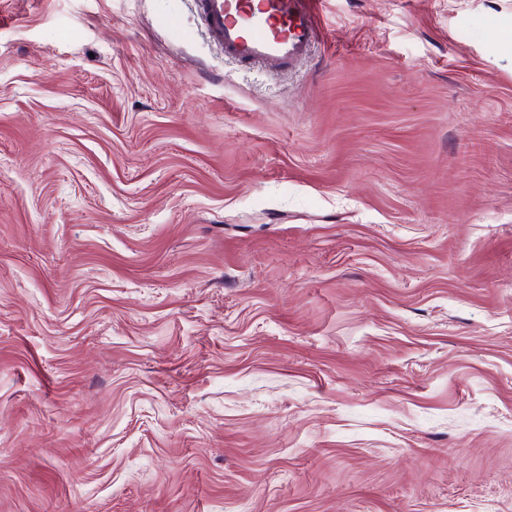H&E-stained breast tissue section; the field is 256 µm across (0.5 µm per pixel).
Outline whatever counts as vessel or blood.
<instances>
[{
	"mask_svg": "<svg viewBox=\"0 0 512 512\" xmlns=\"http://www.w3.org/2000/svg\"><path fill=\"white\" fill-rule=\"evenodd\" d=\"M319 0H199L226 55L275 71L293 68L320 38Z\"/></svg>",
	"mask_w": 512,
	"mask_h": 512,
	"instance_id": "vessel-or-blood-1",
	"label": "vessel or blood"
}]
</instances>
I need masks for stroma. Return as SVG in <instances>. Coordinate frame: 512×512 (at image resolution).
I'll return each instance as SVG.
<instances>
[{"mask_svg":"<svg viewBox=\"0 0 512 512\" xmlns=\"http://www.w3.org/2000/svg\"><path fill=\"white\" fill-rule=\"evenodd\" d=\"M0 0V512H512V0ZM257 1V2H256ZM319 0H199L205 25L240 61L286 71L305 59L320 38Z\"/></svg>","mask_w":512,"mask_h":512,"instance_id":"stroma-1","label":"stroma"}]
</instances>
